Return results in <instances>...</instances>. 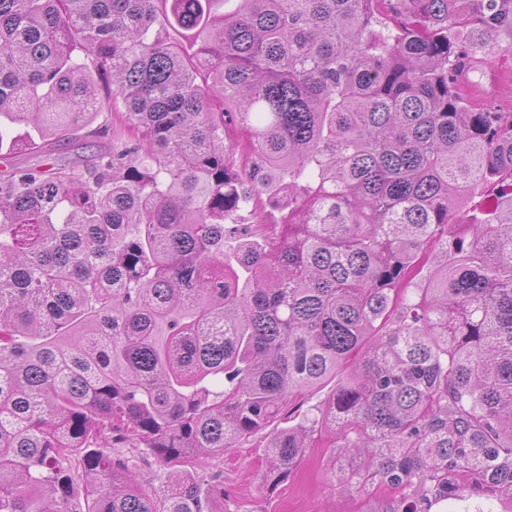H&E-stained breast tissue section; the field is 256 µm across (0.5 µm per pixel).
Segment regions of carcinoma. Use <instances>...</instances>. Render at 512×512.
<instances>
[{"label": "carcinoma", "mask_w": 512, "mask_h": 512, "mask_svg": "<svg viewBox=\"0 0 512 512\" xmlns=\"http://www.w3.org/2000/svg\"><path fill=\"white\" fill-rule=\"evenodd\" d=\"M503 35L512 0H0V157L40 158L0 174V512H213L186 467L350 361L264 481L324 428L381 512L512 501V112L459 91ZM149 460L150 462L141 461L139 463L137 473L141 481L150 483L161 494V491L168 483V473L161 469L151 458Z\"/></svg>", "instance_id": "carcinoma-1"}]
</instances>
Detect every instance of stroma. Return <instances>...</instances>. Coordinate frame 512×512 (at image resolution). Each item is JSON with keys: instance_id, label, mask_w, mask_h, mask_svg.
I'll return each instance as SVG.
<instances>
[{"instance_id": "stroma-1", "label": "stroma", "mask_w": 512, "mask_h": 512, "mask_svg": "<svg viewBox=\"0 0 512 512\" xmlns=\"http://www.w3.org/2000/svg\"><path fill=\"white\" fill-rule=\"evenodd\" d=\"M470 100L501 112H512V52H502L460 85ZM267 435L261 434L222 456L190 468L200 484L224 487L215 512H374L393 498L391 489L374 486L357 492L339 491L331 484L338 454L324 445L307 449L299 465L276 487L261 478L268 456Z\"/></svg>"}]
</instances>
